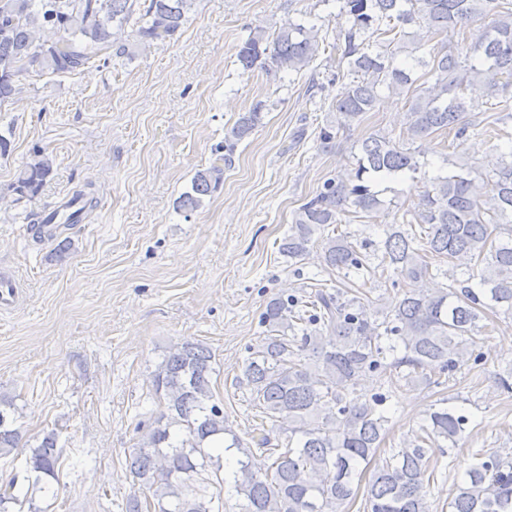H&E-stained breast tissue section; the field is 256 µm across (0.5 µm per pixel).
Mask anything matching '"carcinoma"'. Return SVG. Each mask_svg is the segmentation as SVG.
<instances>
[{
    "label": "carcinoma",
    "instance_id": "obj_1",
    "mask_svg": "<svg viewBox=\"0 0 512 512\" xmlns=\"http://www.w3.org/2000/svg\"><path fill=\"white\" fill-rule=\"evenodd\" d=\"M196 0H0V105L23 92L27 79L47 73H72L112 53L127 54L125 28L136 26L143 42L173 39ZM351 25L340 31V61L353 75L336 100V121L320 128L324 145L335 141L362 117L375 111L379 88L405 99L410 139L437 131L464 138L476 124L468 91L476 86L497 100L512 94V0H345ZM52 27L58 40H40ZM419 39L442 37L430 59L396 63L392 46L403 42L405 28ZM464 46L448 45V34ZM318 52L317 32L286 22L272 36L260 27L241 42L242 69L265 67L270 58L293 70L309 65ZM424 69L423 82L413 77ZM265 104L242 115L216 152L224 167L197 173L192 191L178 206L194 211L232 166L236 145L254 130ZM504 162L484 180L460 172L431 181L408 228L392 224L375 244L352 241L338 230L342 218L376 212L382 201L371 183L415 179L422 171L419 151L374 132L361 140L355 167L324 179L296 211L279 246L291 260H303L320 243L321 267L336 276V289L317 283L308 300L293 295L271 299L261 314L266 336L249 348L234 385L249 394L258 417L271 422L275 436L260 433L258 450L272 459L257 466L239 458L224 470L222 454L209 446L231 430L224 426V401L212 390L216 369L211 350L200 342L173 344L152 374L154 394L166 410L147 424V433L129 453L127 469L149 496L134 497L126 512H224L221 495L230 485L244 499L243 512H345L362 481L390 421L392 388L422 378L448 383L460 362L473 353L477 322L501 310L512 314V133L500 135ZM53 161L35 148L11 191L18 199L35 196L52 172ZM76 220L95 207L78 191ZM381 273L396 287L407 285L388 306L383 321L361 298L347 297L358 279ZM443 276L444 288H428ZM387 378L368 397L354 395L359 378ZM13 401L0 398V462L18 457L21 432ZM469 419L449 407L429 412L408 446L384 459L368 480L365 512H430L427 477L429 451L456 442ZM182 438L171 442V429ZM62 457L50 432L30 448L25 471L38 484L56 477ZM216 485L208 496L192 483ZM34 512L32 498L17 490L16 478L0 484V512ZM450 512H512V461L496 453L477 458L449 503Z\"/></svg>",
    "mask_w": 512,
    "mask_h": 512
}]
</instances>
